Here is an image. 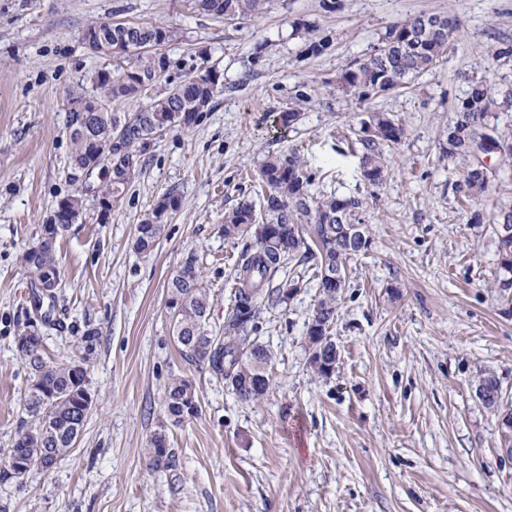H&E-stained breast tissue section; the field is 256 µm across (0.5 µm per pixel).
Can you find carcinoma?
<instances>
[{"label": "carcinoma", "instance_id": "1", "mask_svg": "<svg viewBox=\"0 0 512 512\" xmlns=\"http://www.w3.org/2000/svg\"><path fill=\"white\" fill-rule=\"evenodd\" d=\"M200 12L224 19H247L261 13L264 0H193ZM438 14H420L388 28L381 42L367 58L349 62L338 82V91L346 97L365 99L366 91L376 84L399 90L411 80L433 68L458 36L459 25L439 23ZM175 39L168 27L121 20L96 22L83 31L82 41L94 54L116 62L118 73L103 69L93 77L95 94H79L85 101L81 111L65 112L64 123L73 144L70 176L105 173L94 202L103 218L118 206L129 184L137 176L141 157L162 132L178 128L189 130L199 114L212 102L219 78L192 75L167 95L134 112H122L117 105L137 97L158 81L170 67L163 47ZM496 105L491 88L474 81L456 106V119L448 127L444 153L460 165L453 190L458 197L475 200L485 195L489 176L481 173L474 145L482 140L487 118ZM112 135V152L100 155L87 133ZM406 125L383 112L368 111L360 120L357 149L361 151L358 172L371 188L385 181L388 161L384 148L401 143ZM258 179L267 188L262 210L241 201L224 211V238L239 240L249 235L254 243L241 250L235 264L232 307L218 331L209 329V292L199 275L196 253L187 254L168 281L169 308H178L171 319L173 338L185 360L208 366L228 381L237 397L256 401L269 389L274 353L258 341V312L263 305L283 306L291 296L286 289H300L304 277L287 275L290 266L314 262L312 267L318 288V304L307 328L309 345L320 347L319 358L311 359L314 370L327 376L336 366L334 341L320 346L331 335L336 320L337 301L346 288L349 261L368 249V225L361 222V198L330 196L319 200L309 196L313 173L296 153L287 156L269 154L257 170ZM85 195L76 192L62 199L48 223L41 225L35 244L23 254L30 277L32 308L40 316L41 326L60 328L55 289L61 281L55 249L58 239L82 216ZM178 208L171 192L136 227L135 247L151 253L159 243L167 214ZM499 257V287L512 288V233L495 230ZM34 323L22 331L23 341L16 344L30 375L23 395V407L32 422L15 437L12 448L39 468L45 448H71L82 434L90 411L80 374L87 377L86 359L95 349L99 332L87 327L79 337V355L75 359L55 360L46 355L42 334L34 335ZM476 396L489 409L500 404V384L496 377L479 378ZM164 407L176 422L196 417L200 401L193 383L174 376L167 384ZM152 461L157 466L173 463L165 435L150 439Z\"/></svg>", "mask_w": 512, "mask_h": 512}]
</instances>
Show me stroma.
I'll return each instance as SVG.
<instances>
[{"instance_id": "obj_1", "label": "stroma", "mask_w": 512, "mask_h": 512, "mask_svg": "<svg viewBox=\"0 0 512 512\" xmlns=\"http://www.w3.org/2000/svg\"><path fill=\"white\" fill-rule=\"evenodd\" d=\"M423 13L460 24L431 70L366 102L336 93L347 62ZM110 19L176 35L169 71L127 110L196 72L202 49L224 88L190 131L154 139L108 222L87 207L59 239L63 327L45 345L66 360L79 330L98 328L87 362L92 408L55 469L0 481V512H512V439L474 390L478 376L493 374L512 405V296L497 286L494 234L497 212L512 206V156H490V190L467 202L454 196L458 167L442 152L475 80L499 103L491 134L512 142V55L495 53L512 45V0H336L331 9L323 0H268L261 14L232 22L190 0H0V462L30 424L21 400L29 370L15 346L31 297L22 254L77 190L63 117L70 94L91 92L93 73L112 65L82 41L90 23ZM320 37L329 47L308 54ZM291 110L299 120L284 122ZM369 110L408 129L388 150L390 171L376 189L360 181L354 145ZM292 151L315 172L313 198H363L371 242L348 269L333 373L310 364L306 330L318 297L310 280L286 307L261 309L272 384L244 402L178 352L167 281L197 253L209 325L223 326L243 247L225 239L224 212L260 203L254 168ZM169 192L179 210L151 254L138 253L137 224ZM177 375L193 382L201 405L178 424L163 406ZM160 430L175 457L167 468L148 454Z\"/></svg>"}]
</instances>
